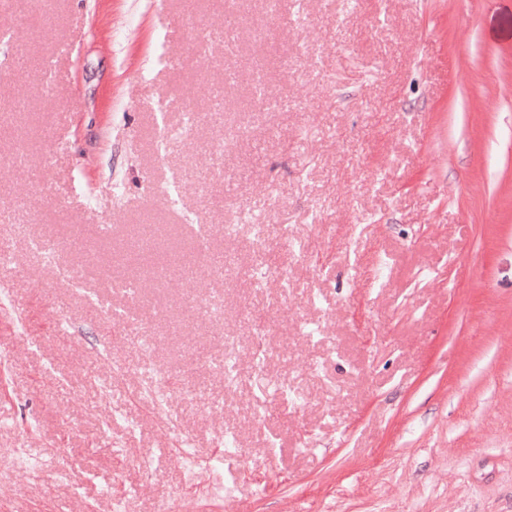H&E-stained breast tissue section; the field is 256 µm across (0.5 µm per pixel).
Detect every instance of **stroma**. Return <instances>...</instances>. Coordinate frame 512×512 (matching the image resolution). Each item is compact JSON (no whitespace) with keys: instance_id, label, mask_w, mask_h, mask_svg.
<instances>
[{"instance_id":"obj_1","label":"stroma","mask_w":512,"mask_h":512,"mask_svg":"<svg viewBox=\"0 0 512 512\" xmlns=\"http://www.w3.org/2000/svg\"><path fill=\"white\" fill-rule=\"evenodd\" d=\"M0 31L6 512H221L186 441L235 512H512V0H0ZM179 462L190 474L192 485H205L208 492L222 498L223 507L224 504H227L225 499L233 493L232 489L226 486H216L212 480V473L214 469L223 463V459L217 461H202L193 452L183 449L179 454Z\"/></svg>"}]
</instances>
